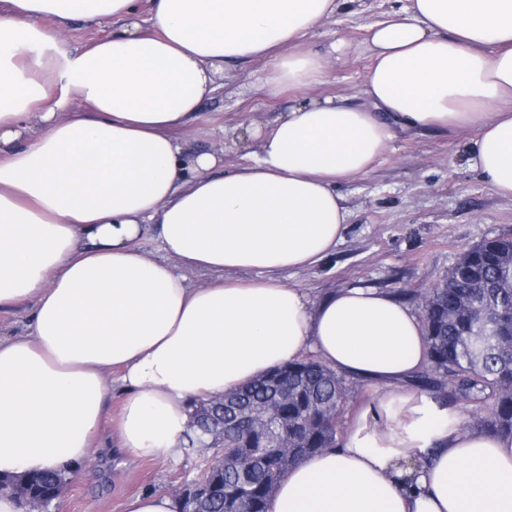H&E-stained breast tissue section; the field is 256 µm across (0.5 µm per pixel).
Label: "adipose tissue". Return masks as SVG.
<instances>
[{"label": "adipose tissue", "instance_id": "obj_1", "mask_svg": "<svg viewBox=\"0 0 512 512\" xmlns=\"http://www.w3.org/2000/svg\"><path fill=\"white\" fill-rule=\"evenodd\" d=\"M353 2L0 0V307L33 305L26 335L0 336V476L86 458L110 371L122 450L175 461L195 403L312 354L368 396L269 512H512V437L411 385L429 362L416 311L279 277L331 254L351 217L338 186L401 136L474 128L468 167L512 198V0H407L369 24L361 105L315 93L348 43L309 46ZM76 20L113 31L73 53ZM252 59L298 98L225 174L177 133ZM67 93L82 111L61 114ZM176 262L211 278L189 287Z\"/></svg>", "mask_w": 512, "mask_h": 512}]
</instances>
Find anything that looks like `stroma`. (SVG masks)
I'll list each match as a JSON object with an SVG mask.
<instances>
[{
	"mask_svg": "<svg viewBox=\"0 0 512 512\" xmlns=\"http://www.w3.org/2000/svg\"><path fill=\"white\" fill-rule=\"evenodd\" d=\"M400 7V0H363L358 12L337 14L323 24L312 47L341 38L351 49L331 62L319 95L363 103L371 65L366 26L370 18ZM264 69L261 60L226 64L215 91L200 105V120L182 133L188 153L220 156L225 169H234L240 154L230 149L226 130L266 128L287 111L295 93L266 92L260 83ZM473 135L466 129L395 140L367 177L340 187L352 218L331 256L309 269L282 272V280L314 297L365 288L418 308L422 294L445 278L464 248L512 235V199L498 195L462 163L461 144ZM116 425L104 421L89 459L78 464L50 512H122L129 496L173 491L207 466L204 455L175 462L134 459L120 451Z\"/></svg>",
	"mask_w": 512,
	"mask_h": 512,
	"instance_id": "1",
	"label": "stroma"
}]
</instances>
